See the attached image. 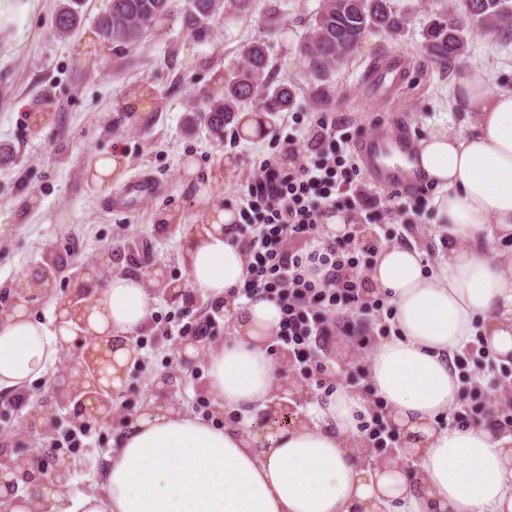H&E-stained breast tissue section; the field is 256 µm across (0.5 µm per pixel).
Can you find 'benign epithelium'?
<instances>
[{"label": "benign epithelium", "mask_w": 512, "mask_h": 512, "mask_svg": "<svg viewBox=\"0 0 512 512\" xmlns=\"http://www.w3.org/2000/svg\"><path fill=\"white\" fill-rule=\"evenodd\" d=\"M65 272L67 267L61 263L52 250H47L41 262L40 270L29 283L38 288H49ZM139 273L146 282L155 284L174 301L187 297V289L179 283H171L157 264H143ZM72 287L58 296L57 312L65 313L62 321L72 322L70 329L74 339L71 362L52 380L49 390L61 409L68 411L67 419L78 426L91 430L112 420V344L103 341V337L87 332L86 315L97 293L99 279L87 266H80L70 273ZM32 296L27 288L14 289V298L0 307V320L14 309L24 305ZM284 390L292 392L293 402L278 401L263 418L260 428H290L299 421L295 416L296 404L302 395L295 391L293 382L283 383ZM30 424L43 431L44 435H53L58 423L57 412L51 407L39 404L29 412ZM73 470V463L67 456H61L58 450L50 448L37 455H31L20 448L0 447V487L5 495H0V512H13L21 501L16 496L19 484L38 483L53 491H62Z\"/></svg>", "instance_id": "obj_1"}]
</instances>
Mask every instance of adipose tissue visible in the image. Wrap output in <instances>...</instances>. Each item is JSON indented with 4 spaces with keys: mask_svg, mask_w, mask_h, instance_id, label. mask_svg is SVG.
Listing matches in <instances>:
<instances>
[{
    "mask_svg": "<svg viewBox=\"0 0 512 512\" xmlns=\"http://www.w3.org/2000/svg\"><path fill=\"white\" fill-rule=\"evenodd\" d=\"M453 86L466 130L434 129L416 154L422 175L440 189L436 222L448 236L440 267L425 271L422 252L397 242L377 247L363 272L374 293L390 299L399 331L369 357L371 394L337 388L314 419L269 436L265 448L247 427L152 408L106 456L101 491L52 494L51 512H512V445L483 425L436 423L458 402L454 355L475 321L484 324L487 346L512 360V258L498 256L512 240V89L473 71ZM237 219L230 210L211 214L192 233L184 264L191 286L223 301L235 320L234 336L205 350L207 393L216 411L246 415L276 397L269 342L281 312L263 299L239 305L232 294L246 275L233 241ZM150 316L141 278L117 273L95 297L88 327L112 338L113 364L123 368ZM66 335L23 308L0 322V392L43 377ZM374 397L415 449L416 481L391 459L364 468L345 448Z\"/></svg>",
    "mask_w": 512,
    "mask_h": 512,
    "instance_id": "1",
    "label": "adipose tissue"
}]
</instances>
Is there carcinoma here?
Returning <instances> with one entry per match:
<instances>
[{
  "instance_id": "obj_1",
  "label": "carcinoma",
  "mask_w": 512,
  "mask_h": 512,
  "mask_svg": "<svg viewBox=\"0 0 512 512\" xmlns=\"http://www.w3.org/2000/svg\"><path fill=\"white\" fill-rule=\"evenodd\" d=\"M84 0H62L55 26L62 36L78 29L83 19ZM219 0H189L182 18L197 36L207 34ZM178 14L177 0H108L96 19L95 30L102 41L120 48L138 45L144 33ZM404 14L393 9L391 0H322L310 24L302 53L310 70L323 78L349 56L363 34L376 29L399 34L406 25ZM471 27L512 39V0H463V12H444L432 18L425 35L429 56L443 62L460 57L465 49L464 29ZM272 65L264 44L254 43L244 64L229 77L218 76L207 95V124L215 138L224 140L227 126L237 123L238 112L261 98L263 110L271 115L293 106L288 87L272 85Z\"/></svg>"
}]
</instances>
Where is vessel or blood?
<instances>
[{
    "label": "vessel or blood",
    "instance_id": "1",
    "mask_svg": "<svg viewBox=\"0 0 512 512\" xmlns=\"http://www.w3.org/2000/svg\"><path fill=\"white\" fill-rule=\"evenodd\" d=\"M405 67L401 58L370 66L368 83L385 98L396 99L405 83ZM357 148L365 165L372 169L377 184L386 191L405 193L422 185L423 176L412 165L416 149L409 138L396 136L379 126L359 140Z\"/></svg>",
    "mask_w": 512,
    "mask_h": 512
}]
</instances>
